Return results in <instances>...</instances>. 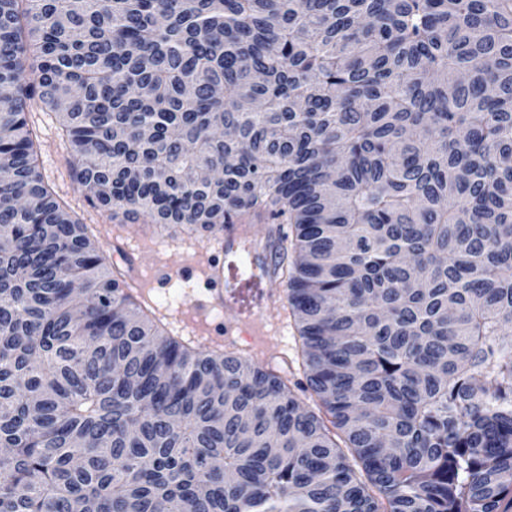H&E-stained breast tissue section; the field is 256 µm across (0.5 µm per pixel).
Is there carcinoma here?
<instances>
[{"instance_id": "carcinoma-1", "label": "carcinoma", "mask_w": 512, "mask_h": 512, "mask_svg": "<svg viewBox=\"0 0 512 512\" xmlns=\"http://www.w3.org/2000/svg\"><path fill=\"white\" fill-rule=\"evenodd\" d=\"M37 101L102 207L293 226L330 424L145 313ZM1 239L0 512H512V0H0Z\"/></svg>"}]
</instances>
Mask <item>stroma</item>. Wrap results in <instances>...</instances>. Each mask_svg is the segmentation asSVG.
I'll return each mask as SVG.
<instances>
[{
    "instance_id": "35a3bbf8",
    "label": "stroma",
    "mask_w": 512,
    "mask_h": 512,
    "mask_svg": "<svg viewBox=\"0 0 512 512\" xmlns=\"http://www.w3.org/2000/svg\"><path fill=\"white\" fill-rule=\"evenodd\" d=\"M27 121L38 135L40 144L39 170L57 198L95 235L100 251L109 266L125 271L128 282L153 276L156 269L170 266L172 280L158 287L146 305L171 336L202 351L220 350L244 357H254L251 335L238 326L231 314H206L198 305L210 285L195 267L198 253L213 255L217 239L194 235L177 227L163 228L152 224L145 215L126 216L111 213L91 204L85 190L76 181V160L68 142L62 136L59 123L49 116L42 104H34ZM270 295L260 311L275 327L273 336L279 357L269 360L306 409L315 402L307 388L301 353V342L286 299L287 284L275 279L266 286Z\"/></svg>"
}]
</instances>
